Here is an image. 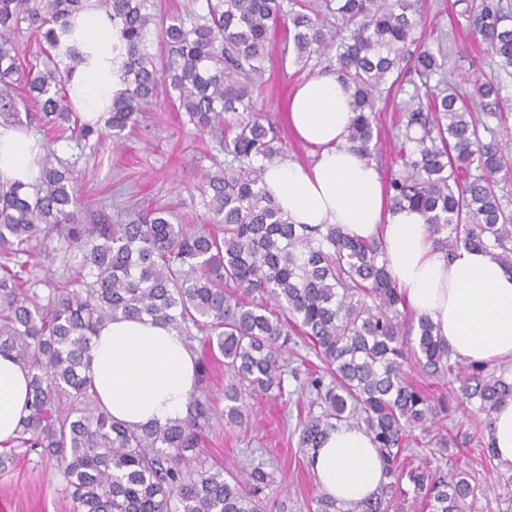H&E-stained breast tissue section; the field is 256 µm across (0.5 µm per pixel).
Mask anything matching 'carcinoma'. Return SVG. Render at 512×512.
I'll return each instance as SVG.
<instances>
[{"instance_id": "1", "label": "carcinoma", "mask_w": 512, "mask_h": 512, "mask_svg": "<svg viewBox=\"0 0 512 512\" xmlns=\"http://www.w3.org/2000/svg\"><path fill=\"white\" fill-rule=\"evenodd\" d=\"M203 11H154L152 0H0V123L16 129L52 126L55 140L96 149L118 145L142 112L165 94L195 129L215 135L230 160L203 182L209 228L172 222L170 211L132 209L122 224L101 210L81 219L77 177L53 154L39 161L37 184L0 188V353L30 374V414L15 444L52 460L76 512H265L259 498L270 474L256 466L235 474L206 465L202 430L217 410L198 367V388L183 419L131 429L95 403L85 374L92 336L107 321L148 315L186 341L224 357V418L247 424L245 398L286 393L283 354L301 337L327 365L330 382L307 370L315 391L298 412V446L320 447L339 425L364 426L383 459L386 482L345 509L320 494L313 512H391L395 496L413 487L430 512H474L486 488L471 472L405 466L412 432L435 426L449 408L424 394L406 367L459 384L463 410L491 415L512 399V369L462 365L432 321L409 310L386 268L379 239L351 236L335 224H292L267 194L264 165L282 152L276 127L254 115L264 62L283 29L294 63L334 54L354 119L346 143L372 155L380 86L410 100L395 118L399 172L386 186L392 211H419L436 247L495 250L512 272V212L495 191V176L512 173L503 114L512 80V8L479 0L462 15L496 58L499 76L473 81L470 99L445 78L446 55L420 47L418 0H323L350 26L327 38L312 3L287 10L285 0H203ZM92 8L112 23L121 88L103 126L81 121L67 85L83 60L66 44L72 16ZM36 35L40 52L25 60L14 38ZM156 38L160 55L146 52ZM24 97L37 111L19 112ZM58 265L62 288L43 272Z\"/></svg>"}]
</instances>
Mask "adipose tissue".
Masks as SVG:
<instances>
[{"label":"adipose tissue","mask_w":512,"mask_h":512,"mask_svg":"<svg viewBox=\"0 0 512 512\" xmlns=\"http://www.w3.org/2000/svg\"><path fill=\"white\" fill-rule=\"evenodd\" d=\"M71 37L86 59L68 83L84 120L98 121L121 80L112 64V25L89 9L72 21ZM288 125L313 147L308 166L291 160L266 164L264 182L294 224H335L386 245L387 269L406 303L428 316L454 357L466 363H512V273L493 252L458 248L446 255L433 244L415 210L389 212L379 172L349 149L351 98L333 75L302 83L288 103ZM41 151L29 133L0 125V184L34 183ZM88 376L99 406L131 428L165 424L186 415L197 386V358L183 336L143 316L104 323L92 337ZM30 376L0 355V447L14 443L29 414ZM311 468L320 493L350 508L384 480L382 460L364 427L343 425L317 448Z\"/></svg>","instance_id":"1"}]
</instances>
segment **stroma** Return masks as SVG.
Instances as JSON below:
<instances>
[{
  "mask_svg": "<svg viewBox=\"0 0 512 512\" xmlns=\"http://www.w3.org/2000/svg\"><path fill=\"white\" fill-rule=\"evenodd\" d=\"M455 2L421 0L426 25L417 34L429 47L443 45L449 78L469 93L474 79L495 77L496 67L482 44L475 42ZM283 48L282 35H275L265 63L258 115L276 123L285 158L306 165L315 152L293 135L287 118L288 99L301 82L328 69L330 62L321 57L303 69L284 57ZM403 102L399 95L381 105L372 159L386 179L399 169L392 124ZM54 149L81 173L82 218L86 221L108 205L116 216L130 208L164 206L173 211L176 223H205L207 211L200 196L203 175L224 160L217 138L198 133L185 113L169 102L144 112L122 145L107 140L90 152L60 142ZM310 400L306 392L300 393L295 403L261 395L249 398L252 428L246 432L227 427L223 416H215L205 430L208 462L234 471L263 466L273 474L272 483L261 492L270 512H308L318 489L298 446L296 406ZM13 454V461L0 470V512H73L66 484L50 461L22 448L14 449ZM461 461L493 486L488 498L478 502V512H512V472L486 471L473 446L463 449Z\"/></svg>",
  "mask_w": 512,
  "mask_h": 512,
  "instance_id": "stroma-1",
  "label": "stroma"
}]
</instances>
